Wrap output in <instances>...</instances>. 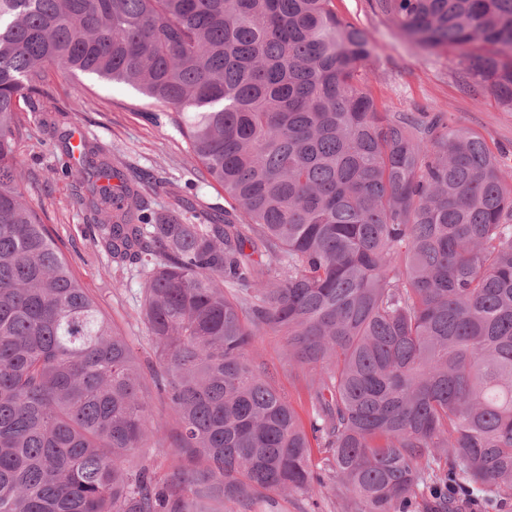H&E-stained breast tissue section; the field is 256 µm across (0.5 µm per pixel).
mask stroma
I'll return each mask as SVG.
<instances>
[{
  "label": "stroma",
  "instance_id": "obj_1",
  "mask_svg": "<svg viewBox=\"0 0 512 512\" xmlns=\"http://www.w3.org/2000/svg\"><path fill=\"white\" fill-rule=\"evenodd\" d=\"M339 16L365 30L373 54L361 70V84L383 112H444L480 132L503 160L512 165V110L501 108L489 95L467 91L455 53L426 51L409 43L375 0H335ZM47 83L59 111L24 112L28 137L18 152L32 204L64 253L73 276L95 298L117 331L126 336L140 361L152 360V345L137 311L140 275L121 269L95 243V228L83 204L86 190L63 176L70 159L61 136L86 139L115 153L133 168L150 174L142 193L155 209L169 206L174 195L191 201L198 214L224 207V192L191 172L182 137L171 126L149 122V101L128 86L92 75L68 76L49 71ZM253 356L257 365L273 371L302 421L311 416L307 383L289 373L282 360L280 337L259 336ZM252 512H357L339 496L335 482L308 497L301 494L261 503Z\"/></svg>",
  "mask_w": 512,
  "mask_h": 512
}]
</instances>
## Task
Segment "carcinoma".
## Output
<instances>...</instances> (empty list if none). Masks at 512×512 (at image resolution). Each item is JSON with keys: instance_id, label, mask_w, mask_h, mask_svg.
Returning <instances> with one entry per match:
<instances>
[{"instance_id": "carcinoma-1", "label": "carcinoma", "mask_w": 512, "mask_h": 512, "mask_svg": "<svg viewBox=\"0 0 512 512\" xmlns=\"http://www.w3.org/2000/svg\"><path fill=\"white\" fill-rule=\"evenodd\" d=\"M376 2L512 109V0ZM372 50L335 0H0V512H249L326 473L360 512L512 491V167L442 112L377 111ZM50 69L154 100L224 190L198 224L86 142L66 172L143 273L145 368L26 199L18 112L50 103ZM268 332L308 430L255 365ZM156 441L161 477L136 460ZM253 356L257 365L274 372L278 385L288 395L298 415L309 429L311 411L307 383L302 377H296L294 372L289 373L288 366L282 360L280 337L272 334L259 336Z\"/></svg>"}]
</instances>
